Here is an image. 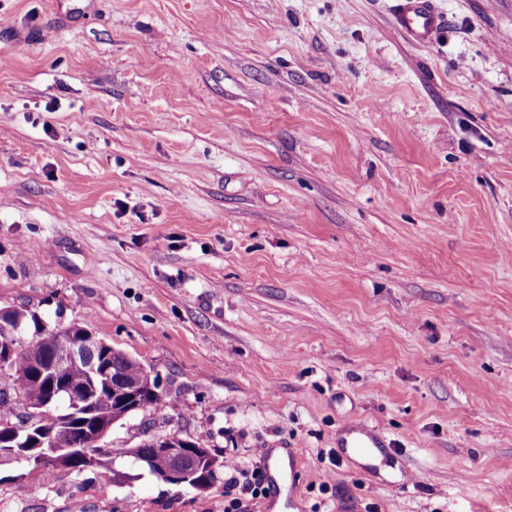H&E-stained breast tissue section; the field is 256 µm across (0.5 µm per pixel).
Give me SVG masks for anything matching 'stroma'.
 Wrapping results in <instances>:
<instances>
[{
    "mask_svg": "<svg viewBox=\"0 0 512 512\" xmlns=\"http://www.w3.org/2000/svg\"><path fill=\"white\" fill-rule=\"evenodd\" d=\"M433 2L419 43L394 0H0V307L160 375L110 447L176 433L267 490L18 460L0 498L512 512V0ZM382 440L378 435L372 434L368 425L365 423L357 424L353 429V435L345 443L346 448L353 450H364L366 448H379Z\"/></svg>",
    "mask_w": 512,
    "mask_h": 512,
    "instance_id": "35a3bbf8",
    "label": "stroma"
}]
</instances>
